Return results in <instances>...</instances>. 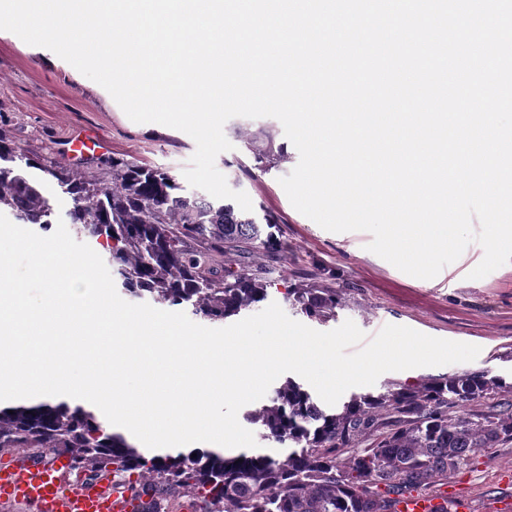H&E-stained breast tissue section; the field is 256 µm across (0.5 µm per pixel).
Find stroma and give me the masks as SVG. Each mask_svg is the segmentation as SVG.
<instances>
[{
  "label": "stroma",
  "mask_w": 512,
  "mask_h": 512,
  "mask_svg": "<svg viewBox=\"0 0 512 512\" xmlns=\"http://www.w3.org/2000/svg\"><path fill=\"white\" fill-rule=\"evenodd\" d=\"M0 133L42 164L63 163L90 187L111 182L116 158L135 159L182 179L196 150L189 135L173 128L141 133L87 87L69 63L51 64L42 47L3 30ZM74 134L99 135L109 149L91 159L73 157L64 144ZM224 134L233 148L217 156V169L226 179H240L253 206H264L275 219L277 247L241 254L237 261L266 290L265 302L254 304L253 312L268 302L292 311L290 292L295 288H332L339 298L334 320L324 323L292 312L294 320L330 331L349 319L370 337L384 325H403L481 349L474 361L391 371L380 376V383L418 386L470 370L512 375V262L481 279L445 270L429 280L412 277L368 251L369 233L327 231L291 205L279 180L294 169L299 154L283 128L275 129L274 142L284 151L266 170L234 139L232 129ZM433 490L447 493L449 512H512V443L477 453L470 466Z\"/></svg>",
  "instance_id": "35a3bbf8"
}]
</instances>
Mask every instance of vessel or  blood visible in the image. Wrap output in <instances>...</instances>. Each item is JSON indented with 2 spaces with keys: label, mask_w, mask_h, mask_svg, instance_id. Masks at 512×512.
<instances>
[{
  "label": "vessel or blood",
  "mask_w": 512,
  "mask_h": 512,
  "mask_svg": "<svg viewBox=\"0 0 512 512\" xmlns=\"http://www.w3.org/2000/svg\"><path fill=\"white\" fill-rule=\"evenodd\" d=\"M97 136H79L68 143L74 156L88 157L106 149ZM68 456L42 463L17 457L0 464V512H138L140 503L99 482L74 479Z\"/></svg>",
  "instance_id": "obj_1"
}]
</instances>
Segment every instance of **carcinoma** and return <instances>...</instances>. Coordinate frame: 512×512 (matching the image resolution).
I'll return each instance as SVG.
<instances>
[{
  "label": "carcinoma",
  "instance_id": "carcinoma-1",
  "mask_svg": "<svg viewBox=\"0 0 512 512\" xmlns=\"http://www.w3.org/2000/svg\"><path fill=\"white\" fill-rule=\"evenodd\" d=\"M259 133L266 138L263 148L248 128L238 127L255 160L271 165L273 134L263 127ZM29 168L71 199V223L105 238L109 261L130 295L186 303L212 320L265 298L263 284L233 269L230 256L276 242L271 214L260 220L224 200L191 198L168 172L136 160L112 161V183L90 190L62 164L39 165L0 134V209L23 224L46 227L53 214L42 181L29 178ZM206 237L220 243L216 255L185 249L187 240ZM292 294V307L307 316L322 322L335 317L333 291L295 288ZM501 393L512 394V381L475 370L416 388L389 384L329 410L288 379L247 415L262 440L285 452L149 460L124 436L103 433L81 407L19 405L11 414L0 409V456L62 451L96 477L110 458L118 465L116 484L134 496L162 489L170 498L203 499L206 512H396L399 498L424 494L468 466L477 451L512 442L511 399L495 411L457 413Z\"/></svg>",
  "mask_w": 512,
  "mask_h": 512
}]
</instances>
